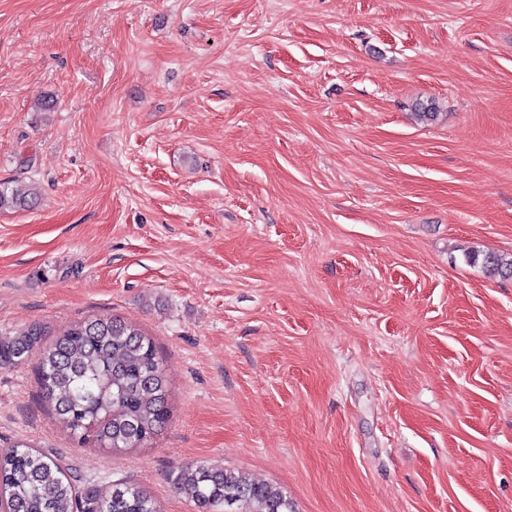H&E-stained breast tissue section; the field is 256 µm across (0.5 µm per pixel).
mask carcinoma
Here are the masks:
<instances>
[{"label": "carcinoma", "mask_w": 512, "mask_h": 512, "mask_svg": "<svg viewBox=\"0 0 512 512\" xmlns=\"http://www.w3.org/2000/svg\"><path fill=\"white\" fill-rule=\"evenodd\" d=\"M36 193L0 183V209H25ZM467 262L502 280L512 279V253L473 250ZM31 326L0 342V369L38 354L41 398L80 444L118 451L141 448L169 420V383L154 340L115 317L68 325L56 340ZM176 485L189 487L197 512H295L277 487L220 466L186 464ZM0 512H161L143 489L118 482L101 496L79 491L65 469L19 441L0 449Z\"/></svg>", "instance_id": "obj_1"}]
</instances>
